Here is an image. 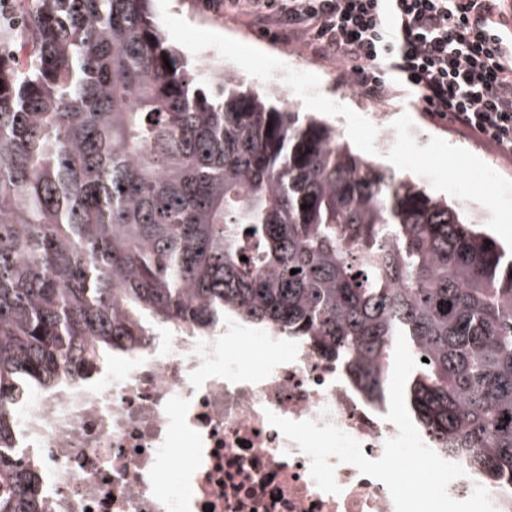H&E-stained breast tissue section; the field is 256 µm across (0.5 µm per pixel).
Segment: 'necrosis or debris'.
Masks as SVG:
<instances>
[{
    "label": "necrosis or debris",
    "instance_id": "1",
    "mask_svg": "<svg viewBox=\"0 0 512 512\" xmlns=\"http://www.w3.org/2000/svg\"><path fill=\"white\" fill-rule=\"evenodd\" d=\"M241 343L288 353L244 368ZM271 412L334 423L373 460L398 433L346 367L229 315L204 336L154 333L92 385L27 396L13 436L41 474L43 512H395L351 464L335 469L339 493L321 491Z\"/></svg>",
    "mask_w": 512,
    "mask_h": 512
}]
</instances>
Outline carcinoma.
<instances>
[{
    "label": "carcinoma",
    "mask_w": 512,
    "mask_h": 512,
    "mask_svg": "<svg viewBox=\"0 0 512 512\" xmlns=\"http://www.w3.org/2000/svg\"><path fill=\"white\" fill-rule=\"evenodd\" d=\"M151 2L14 0L0 25V512H40L19 396L226 312L373 402L404 331L417 422L512 483V254L293 104L228 70L203 89Z\"/></svg>",
    "instance_id": "1"
}]
</instances>
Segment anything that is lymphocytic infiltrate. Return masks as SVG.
Returning <instances> with one entry per match:
<instances>
[{
	"instance_id": "1",
	"label": "lymphocytic infiltrate",
	"mask_w": 512,
	"mask_h": 512,
	"mask_svg": "<svg viewBox=\"0 0 512 512\" xmlns=\"http://www.w3.org/2000/svg\"><path fill=\"white\" fill-rule=\"evenodd\" d=\"M279 11L293 35L374 101L414 90L423 111L512 158V40L497 0H227Z\"/></svg>"
}]
</instances>
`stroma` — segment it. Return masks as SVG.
<instances>
[{"label":"stroma","mask_w":512,"mask_h":512,"mask_svg":"<svg viewBox=\"0 0 512 512\" xmlns=\"http://www.w3.org/2000/svg\"><path fill=\"white\" fill-rule=\"evenodd\" d=\"M153 11L168 44L189 61L221 51L225 69L248 88L288 94L302 111L335 126L355 153L461 206L465 222L512 246V160L432 119L409 95L382 101L385 120L376 124L371 100L350 87L336 64L290 39L276 20L227 11L224 0H154ZM383 128L392 135L385 146L378 135Z\"/></svg>","instance_id":"obj_1"}]
</instances>
